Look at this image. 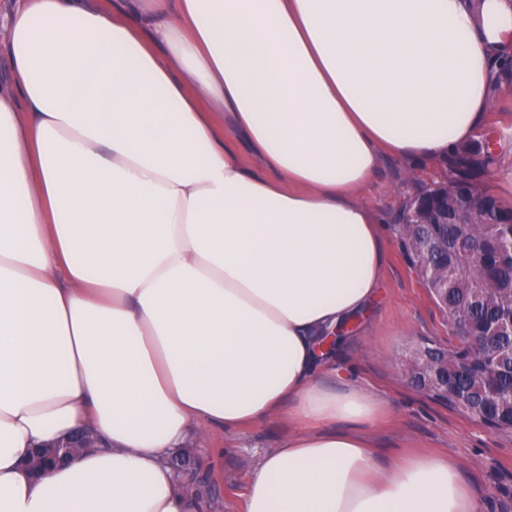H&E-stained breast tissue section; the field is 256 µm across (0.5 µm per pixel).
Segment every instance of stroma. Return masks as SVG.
<instances>
[{
	"mask_svg": "<svg viewBox=\"0 0 512 512\" xmlns=\"http://www.w3.org/2000/svg\"><path fill=\"white\" fill-rule=\"evenodd\" d=\"M498 79L495 106L483 126L494 160L474 171L472 179L501 198L512 191V70ZM449 176L446 161L434 160L413 171L400 157L386 154L373 179L359 190V199L379 214L387 260L374 302L355 330L342 338L336 365L324 381L336 389L368 387L386 404L387 414L370 434L379 463L413 448L448 455L459 464L462 478L481 492L483 512H512V436L496 435L425 398L408 386L399 367L406 348L420 340L447 348L456 343L447 317L402 255L394 221L405 198ZM290 433L287 421L273 416L251 427L190 439L172 456L182 460L185 477L195 478L198 491L209 498L211 512H237L260 458L279 448Z\"/></svg>",
	"mask_w": 512,
	"mask_h": 512,
	"instance_id": "obj_1",
	"label": "stroma"
}]
</instances>
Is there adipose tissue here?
Wrapping results in <instances>:
<instances>
[{
    "instance_id": "1",
    "label": "adipose tissue",
    "mask_w": 512,
    "mask_h": 512,
    "mask_svg": "<svg viewBox=\"0 0 512 512\" xmlns=\"http://www.w3.org/2000/svg\"><path fill=\"white\" fill-rule=\"evenodd\" d=\"M0 19V512H207L173 450L274 415L297 430L240 512H481L448 457L378 464L383 404L322 384L321 339L382 278L355 190L386 151L455 160L512 59V0H13ZM83 428L104 448L34 473Z\"/></svg>"
}]
</instances>
